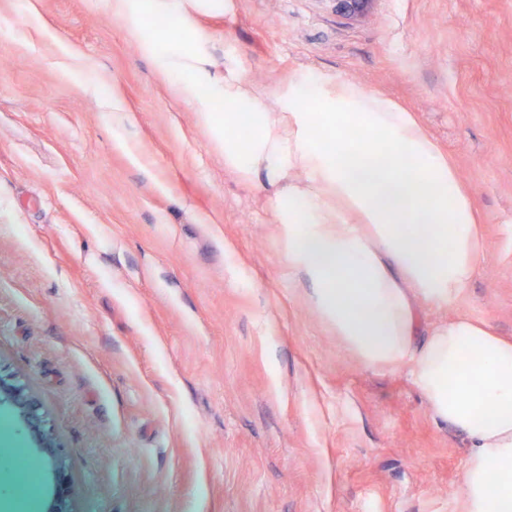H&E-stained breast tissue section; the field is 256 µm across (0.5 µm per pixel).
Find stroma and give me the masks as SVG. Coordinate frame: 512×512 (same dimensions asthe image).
<instances>
[{
	"instance_id": "1",
	"label": "stroma",
	"mask_w": 512,
	"mask_h": 512,
	"mask_svg": "<svg viewBox=\"0 0 512 512\" xmlns=\"http://www.w3.org/2000/svg\"><path fill=\"white\" fill-rule=\"evenodd\" d=\"M146 50L98 0H0V371L66 453L73 512H463L469 440L365 364L288 271L270 189L162 70L170 43L266 107L299 69L410 112L479 212L457 301L512 339V0H168ZM123 103L113 112L112 97ZM377 0H332L336 13L348 20H365L374 9Z\"/></svg>"
}]
</instances>
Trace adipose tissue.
<instances>
[{"mask_svg":"<svg viewBox=\"0 0 512 512\" xmlns=\"http://www.w3.org/2000/svg\"><path fill=\"white\" fill-rule=\"evenodd\" d=\"M184 94L223 101L224 166L272 187L288 269L315 311L366 364L408 366L433 419L468 436L466 512H512V341L464 315L424 334L414 318V298L451 305L483 250L447 157L391 99L320 71L289 79L271 110L232 70Z\"/></svg>","mask_w":512,"mask_h":512,"instance_id":"ef3b65f1","label":"adipose tissue"}]
</instances>
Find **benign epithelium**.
<instances>
[{"label": "benign epithelium", "instance_id": "benign-epithelium-1", "mask_svg": "<svg viewBox=\"0 0 512 512\" xmlns=\"http://www.w3.org/2000/svg\"><path fill=\"white\" fill-rule=\"evenodd\" d=\"M336 13L348 20H364L374 9L376 0H333ZM8 405L21 432L35 445L43 464L40 482L54 479V505L46 512H71V489L66 479V456L52 439L48 420L26 387L16 379L0 373V406Z\"/></svg>", "mask_w": 512, "mask_h": 512}]
</instances>
